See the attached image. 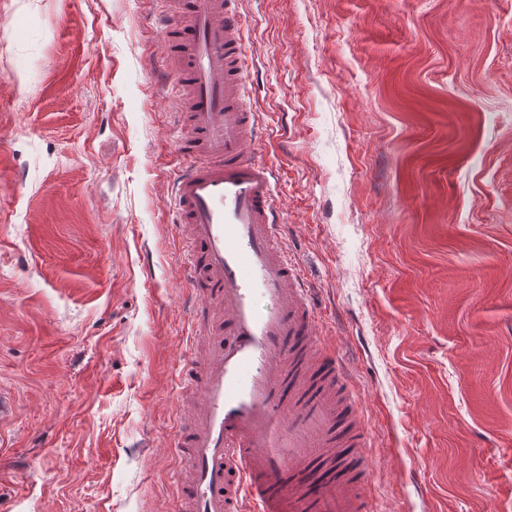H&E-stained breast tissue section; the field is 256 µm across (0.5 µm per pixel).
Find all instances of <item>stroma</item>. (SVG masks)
<instances>
[{
  "mask_svg": "<svg viewBox=\"0 0 512 512\" xmlns=\"http://www.w3.org/2000/svg\"><path fill=\"white\" fill-rule=\"evenodd\" d=\"M253 150L372 512H512V0H240ZM179 0H0V512H176Z\"/></svg>",
  "mask_w": 512,
  "mask_h": 512,
  "instance_id": "stroma-1",
  "label": "stroma"
}]
</instances>
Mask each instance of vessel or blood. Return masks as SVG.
<instances>
[{
    "mask_svg": "<svg viewBox=\"0 0 512 512\" xmlns=\"http://www.w3.org/2000/svg\"><path fill=\"white\" fill-rule=\"evenodd\" d=\"M159 36L186 45L173 74L192 162L171 193L202 330L179 375L174 452L190 467L179 512H367L358 406L339 395L336 351L281 244L275 171L252 150L239 0H182Z\"/></svg>",
    "mask_w": 512,
    "mask_h": 512,
    "instance_id": "vessel-or-blood-1",
    "label": "vessel or blood"
}]
</instances>
